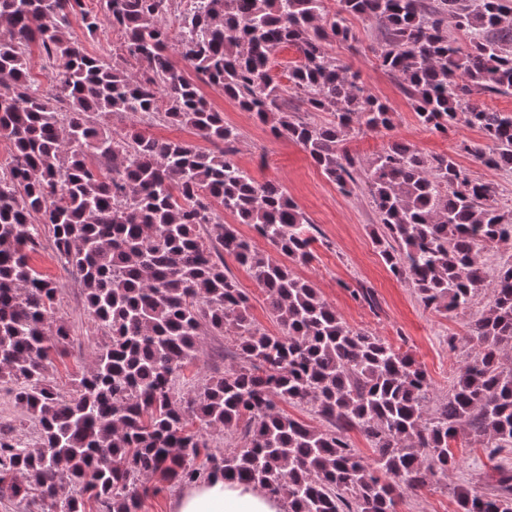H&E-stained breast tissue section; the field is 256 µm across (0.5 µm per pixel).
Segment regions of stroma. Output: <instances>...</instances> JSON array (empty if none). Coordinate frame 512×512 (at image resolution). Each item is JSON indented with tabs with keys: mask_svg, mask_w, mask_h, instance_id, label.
Here are the masks:
<instances>
[{
	"mask_svg": "<svg viewBox=\"0 0 512 512\" xmlns=\"http://www.w3.org/2000/svg\"><path fill=\"white\" fill-rule=\"evenodd\" d=\"M350 25L357 42H334L328 51L359 74L364 87L395 112L396 120L387 135L354 133L347 142L349 151L364 161L393 138L416 145L428 154L454 156L472 178L496 186L501 207L512 206V169H491L476 157L458 152L457 145L463 139L484 147L483 138L473 129L460 126L444 137L420 126L399 78L381 69L376 60L375 54L385 39L384 27L360 17L352 18ZM200 89L212 106L223 113L225 122L242 133L236 162L258 180L278 182L315 226L314 259L310 264L297 266V275L311 281L348 326L371 331L409 351L425 368L433 397L447 394L465 357L464 349L449 350L448 339L465 336L470 316L465 313L446 317L425 308L411 285L390 273L370 237L378 218L366 186L342 194L300 145L273 137L268 126L240 111L217 87L204 83ZM32 261L59 288L56 313L70 326L65 352L48 373L51 385L66 394L75 389L78 379L89 370L103 336L86 309L76 274L59 260L50 239H43ZM357 284L372 290L375 307H368L350 295V287ZM231 351V335L204 336L200 359L184 371L186 383L223 374ZM453 450L460 459L458 468L440 482L405 494L398 512H455L454 487L466 485L473 491L486 492L484 476L491 472L494 462L512 467V449L500 452L493 462L478 445L460 441L454 443Z\"/></svg>",
	"mask_w": 512,
	"mask_h": 512,
	"instance_id": "35a3bbf8",
	"label": "stroma"
}]
</instances>
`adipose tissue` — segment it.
Listing matches in <instances>:
<instances>
[{"mask_svg": "<svg viewBox=\"0 0 512 512\" xmlns=\"http://www.w3.org/2000/svg\"><path fill=\"white\" fill-rule=\"evenodd\" d=\"M171 512H284V506L254 485L210 479L185 486Z\"/></svg>", "mask_w": 512, "mask_h": 512, "instance_id": "adipose-tissue-1", "label": "adipose tissue"}]
</instances>
